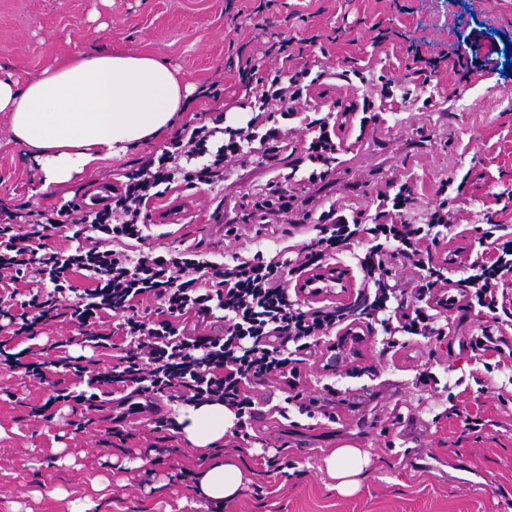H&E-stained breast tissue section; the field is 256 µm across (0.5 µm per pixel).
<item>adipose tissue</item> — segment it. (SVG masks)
<instances>
[{
	"instance_id": "obj_1",
	"label": "adipose tissue",
	"mask_w": 512,
	"mask_h": 512,
	"mask_svg": "<svg viewBox=\"0 0 512 512\" xmlns=\"http://www.w3.org/2000/svg\"><path fill=\"white\" fill-rule=\"evenodd\" d=\"M188 89L155 57L98 50L46 69L25 87L0 77V112L10 115L16 141L29 149L44 185L64 184L100 160L169 130L188 106ZM177 422L194 448L219 446L235 425L233 411L220 402L189 406ZM336 488L356 492L369 460L344 446L324 459ZM245 481L236 458L216 459L196 481L199 497L224 502Z\"/></svg>"
}]
</instances>
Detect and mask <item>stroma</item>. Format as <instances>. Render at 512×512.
Here are the masks:
<instances>
[{"label":"stroma","instance_id":"stroma-1","mask_svg":"<svg viewBox=\"0 0 512 512\" xmlns=\"http://www.w3.org/2000/svg\"><path fill=\"white\" fill-rule=\"evenodd\" d=\"M382 32L386 41L376 43ZM280 41L302 50L294 67H353L399 87L419 82L411 68L417 51L429 58L456 49L463 59L487 61L466 79L441 64L424 88L436 107L395 102L354 142L353 154H340L324 183L303 192L317 204L368 210L378 190L405 182L422 209L440 180L457 172L465 179L459 233L447 249L459 257L447 275L462 278L481 231L493 222L512 228V0H0V73L19 84L74 55L106 49L163 59L190 89L171 132L49 187L0 112V216L90 200L98 184L118 183L185 127L245 125L255 110L237 57ZM213 82L219 96H201V86ZM287 164L286 156L271 160L255 148L224 182L191 188L175 181L145 208L150 247L271 256L304 242L313 231L302 211L263 225L239 202ZM222 224L235 225L237 236L219 232ZM334 265L350 272L347 292L304 297L302 306L348 308L367 297L351 254ZM446 316L440 340L401 335L392 346L380 325L362 320L352 323L346 343L322 339L298 369L304 396L325 404L326 414L303 410L282 381L255 384L252 416L219 448L241 460L247 478L223 512H512V318L476 305ZM104 328L113 346L97 351L62 317L30 337L0 329L8 352L48 364L38 379L0 363V512H69L84 497L94 512H210L195 485L209 459L176 424L182 402L158 399V417L149 421L120 419L115 400L99 411L48 405L54 390L84 388L55 366L62 354L98 360L104 369L115 364L113 347L125 335L118 318L105 316ZM484 332L493 346L473 348ZM336 343L343 361L329 369ZM423 372L429 384H420ZM465 414L482 427L467 429ZM343 445L370 457L351 495L333 489L323 463Z\"/></svg>","mask_w":512,"mask_h":512}]
</instances>
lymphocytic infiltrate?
Returning a JSON list of instances; mask_svg holds the SVG:
<instances>
[{
	"label": "lymphocytic infiltrate",
	"instance_id": "lymphocytic-infiltrate-1",
	"mask_svg": "<svg viewBox=\"0 0 512 512\" xmlns=\"http://www.w3.org/2000/svg\"><path fill=\"white\" fill-rule=\"evenodd\" d=\"M264 62L258 55L238 58L240 81L246 94L258 102L259 115L246 126L228 130L222 145H210L215 129L193 127L187 140L171 141L161 153L128 170L108 202L92 212L82 213L80 204L70 200L59 209L37 211L35 219L24 225L0 223V273L10 283L27 280L37 286L25 302L27 311L20 316L19 333H32L39 323L65 316L81 328L84 343L105 349L110 337L90 331L92 319L107 311L122 319L127 345L111 371L92 376L78 358L60 360L66 371L86 378L93 393L74 395L61 390L52 395V402L76 400L93 408L100 400L97 386L119 384L134 395L148 393L195 404L221 402L237 416H244L252 406L247 394L252 382L276 375L289 387H297L298 374L285 351L287 344H295L300 351L318 344L346 317L338 308L305 309L290 302L283 274L302 276L365 238L370 245L358 263L365 287L374 289L375 295L357 316L380 322L386 335L444 336L447 325L442 310L464 300L492 313L498 311L500 287L512 273V239L490 237L480 254L469 259L466 275L457 284L434 263L432 249L439 239L432 236V228H455V212L447 195L455 182L451 176L441 180L436 202L418 217L413 214L415 198L405 183L393 194L378 191L370 213L348 212L333 203L308 210L306 216L314 220L317 234L290 256L279 253L267 258L258 252L221 267L200 259L189 248L138 257L114 249L117 241H145L142 209L157 187L178 178L190 185L223 181L246 146L259 144L268 155L289 152L297 167L307 161L319 162L320 170L308 176L309 183L315 184L327 178L349 128L367 126L370 113L381 111L395 95L426 108L434 104L421 86H407L399 92L391 80L360 70L314 73L306 67L282 68L266 75ZM328 80L355 92L354 101L344 111L331 109L309 119L304 145L290 144L282 121L296 118L298 104L310 100L312 90ZM193 156L203 158V165L184 168L182 158ZM291 179V174H277L265 189L246 198V206L262 216L293 211L296 197L285 190ZM70 225L75 226L81 245L70 251L49 248L50 234ZM396 255L423 272L416 303L403 312L387 308L393 293L387 260ZM208 268L219 270L220 278L206 285L197 274ZM81 271L88 272L96 285L79 295L71 276ZM144 295L159 302L162 321L149 322L140 315L138 304ZM217 309L224 313L223 335L192 337L173 324L188 313L207 317Z\"/></svg>",
	"mask_w": 512,
	"mask_h": 512
}]
</instances>
